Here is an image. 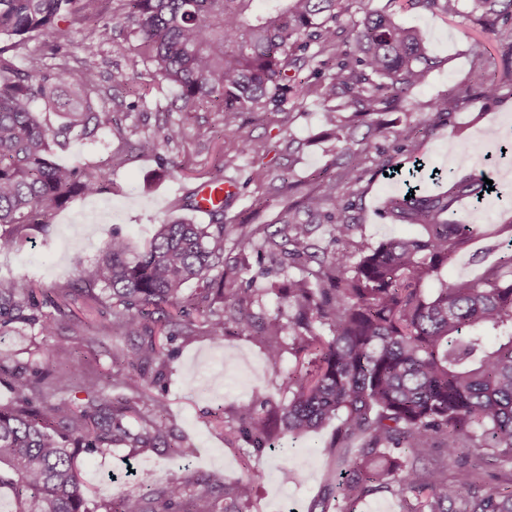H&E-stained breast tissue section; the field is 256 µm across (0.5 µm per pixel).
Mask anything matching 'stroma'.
Returning a JSON list of instances; mask_svg holds the SVG:
<instances>
[{"mask_svg":"<svg viewBox=\"0 0 512 512\" xmlns=\"http://www.w3.org/2000/svg\"><path fill=\"white\" fill-rule=\"evenodd\" d=\"M365 7L393 13L403 23L422 28L430 52L439 60L425 84L413 99L422 103L472 84L477 70L470 54L472 40L483 43L489 58L483 68L492 70L499 62L496 30L512 24L499 19L497 28H483L469 22L471 0H461V16L443 19L431 13L405 6V0H363ZM90 13L110 23L112 40L98 49V65L88 88L99 111L110 113L95 140L72 141L57 160L95 170L103 163L112 165V189L95 197H77L65 207L50 210V238L38 229H30L22 250L0 254V276L29 280L46 291L70 285L75 277L74 262L91 264L98 258L113 229H121L137 247L145 246L156 224L163 220L191 216L198 224L209 223L206 215L188 214L183 207L187 191L207 182L215 164H223L224 179L236 184L237 193L224 211V257L239 256L236 229L246 224L263 231L283 203L301 200L313 186L312 177L320 171L335 172L339 145L330 135L322 118V106L309 97L294 101L286 112H247L241 120L240 136L263 153L270 177L265 182L250 180L251 159L239 155L234 142L221 136L222 115L206 107L181 111L175 98L176 88L157 83L137 54L135 38L129 36L121 0H92ZM56 35L37 36L20 46L19 56L28 66H75L84 56L90 41L91 25L81 18L66 17L56 24ZM480 122H473L474 113ZM179 125L183 137L166 143L161 139L164 127ZM512 129V82H505L498 98L491 103L474 99L457 109L452 126L415 146V154L430 166L453 167L459 174L478 172L474 161L449 159L456 147L457 131H464L476 141H486L495 131ZM160 139L158 155L138 152L140 139ZM174 163L182 173L164 176V165ZM289 187H282V179ZM401 185L374 175L360 185L363 207L361 224L355 225L350 244L370 246L394 236H412L419 228L413 224H395L381 213L384 200L400 194ZM267 276L257 278L262 293L251 310L255 316L281 314L289 310L266 288L272 282H284L299 276L296 267H280L266 262ZM89 318L97 328L93 348L81 347L80 338L62 328L40 334L38 328L19 326L0 336V403L11 398L6 368L25 364L49 355L56 366L74 364L97 372H108L122 363L132 343L123 337H108L101 328L111 320L108 307L99 306ZM292 334H284L285 348L278 368L266 362L259 337L245 334L225 337L214 343L204 334L178 338L175 354L166 366H147L144 375L133 378L134 385H144L156 372H163L162 396L166 404L171 445L167 448L141 450L118 443L105 455H81V479L94 504L104 505L122 495H139L143 489L139 472L152 475L156 487L175 481L185 482L191 496L212 491L211 474L227 483L246 478L249 466L263 470L264 478L254 488L250 512H308L321 486L336 473V455L329 444L335 424L294 440H283L279 452H266L245 463L241 452L225 444L223 427L215 425L213 412L223 406L225 420H232L238 401L254 398L260 402L288 399L286 377L294 365L290 351ZM180 447L181 456L171 454Z\"/></svg>","mask_w":512,"mask_h":512,"instance_id":"obj_1","label":"stroma"}]
</instances>
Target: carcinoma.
<instances>
[{"label": "carcinoma", "mask_w": 512, "mask_h": 512, "mask_svg": "<svg viewBox=\"0 0 512 512\" xmlns=\"http://www.w3.org/2000/svg\"><path fill=\"white\" fill-rule=\"evenodd\" d=\"M89 2L0 0V253L20 251L28 229L49 235L48 210L112 190L106 167L90 172L53 161L55 150L94 136L107 117L85 93L96 53L61 72L21 67L14 54L31 37L55 30L61 16L84 15ZM122 2L138 54L159 82L178 89L182 108L210 105L223 113L224 137L234 138L243 113L284 112L290 98L314 95L341 143L340 172L316 174L313 188L284 208L279 227L255 248L259 262L268 256L290 266L318 264L306 276L272 285L291 310L288 322L278 314L252 321L256 277H242L239 262L224 266L221 203L210 212L211 224L157 225L142 250L114 229L99 261L77 269L72 290L91 308L111 309L106 335L138 339L131 359L163 366L177 337L201 331L220 344L255 328L276 368L281 336L292 331L296 365L288 373V401L264 403L263 417L256 400L240 401L237 425H224V440H242L260 456L274 447L277 431L294 437L336 422L330 447L343 454L311 512H355L358 502L379 492L414 497L408 512H512V489L482 492L484 467H512V238L497 240L496 257L480 277L444 280L442 268L483 235L456 205L462 198L481 203L489 193L485 174L461 176L451 168L420 174L421 158L407 168L397 161L403 148L450 125L459 105L498 97L501 80L493 75L429 100V117L400 126L393 152L373 157L369 139L384 133L375 116L402 109L435 67L420 28L377 10L344 26V12L360 0H264L262 14L254 12L256 0ZM407 2L460 15V0ZM470 15L492 25L512 16V0H472ZM499 44L502 71L512 76V27L499 31ZM361 125L367 132L358 139ZM377 172L405 186L387 200L385 215L395 224H416L421 233L352 254L341 244L359 222L358 186ZM312 224L332 227L336 249L327 258L312 252ZM230 272L233 287L226 288ZM432 279L440 287L427 294L422 284ZM191 282L197 288L185 297ZM69 296L1 277L0 335L20 325L51 332ZM126 379L119 371L105 378L80 367L59 371L47 357L11 374L13 398L0 404V497H9L10 512H91L81 454L103 453L117 442L169 446L162 398H151L153 417L143 422L137 402L108 393ZM75 387L87 402L58 405L60 422L50 421L46 399ZM352 440L361 445L350 455ZM261 478L255 470L245 481L224 483L220 495L196 497L191 512H249ZM140 484L148 496H123L105 512H167L187 490L176 481L156 491L148 472Z\"/></svg>", "instance_id": "cac0c4a2"}]
</instances>
